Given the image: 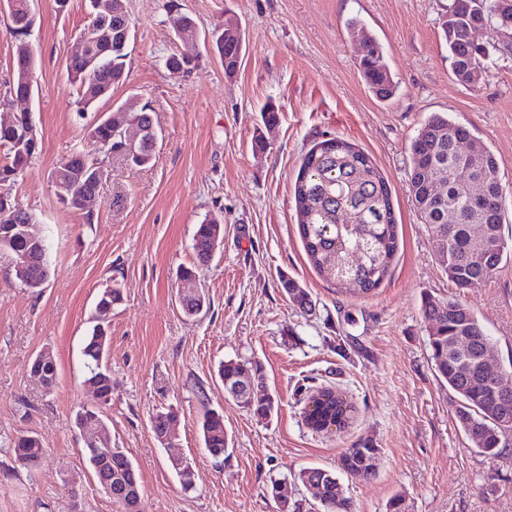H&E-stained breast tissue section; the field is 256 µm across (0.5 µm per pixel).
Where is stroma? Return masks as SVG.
<instances>
[{
	"label": "stroma",
	"mask_w": 512,
	"mask_h": 512,
	"mask_svg": "<svg viewBox=\"0 0 512 512\" xmlns=\"http://www.w3.org/2000/svg\"><path fill=\"white\" fill-rule=\"evenodd\" d=\"M167 0H127L134 40L128 77L96 112H80L65 64L86 22V0L57 12L33 0L36 77L29 104L40 142L15 185L49 243L51 276L40 292L23 288L13 256L0 250V512H123L96 483L75 415L95 408L81 348L99 293L115 286L105 411L116 447L136 467L146 512H278L271 480L301 468H335L348 447L372 441L379 454L368 481L344 479L354 512H512V459L479 454L454 414L453 397L430 361L421 314L424 294L460 295L486 326L493 365H512V260L488 281L457 293L436 259L412 203V139L432 114L471 128L500 160L512 233V54L493 51L475 85L455 79L442 23L452 0H176L199 28L232 21L245 55L229 77L202 55L185 77L165 60L179 47ZM364 29L382 48L396 85L379 99L360 68ZM150 105L160 136L153 166L114 160L93 222L68 209L49 173L83 144L95 113ZM278 119L264 124L265 106ZM262 138L265 150L254 148ZM339 137L363 150L384 176L399 247L373 293L322 280L299 235L294 181L303 155ZM218 219L224 238L200 273L210 304L199 316L179 307L178 267L195 260L196 224ZM297 280L314 307L303 313L283 294ZM50 352L58 380L45 390L30 364ZM257 362L278 399L270 419L253 417L213 373L220 361ZM203 384L206 402L195 395ZM331 388L356 407L348 427L318 433L305 422L300 385ZM179 411L174 447H163L151 417ZM223 413L231 443L223 461L202 447L204 408ZM39 435L35 467L16 462L20 430ZM189 459L194 490L183 491L170 455Z\"/></svg>",
	"instance_id": "stroma-1"
}]
</instances>
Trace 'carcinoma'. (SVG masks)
Masks as SVG:
<instances>
[{
    "instance_id": "1",
    "label": "carcinoma",
    "mask_w": 512,
    "mask_h": 512,
    "mask_svg": "<svg viewBox=\"0 0 512 512\" xmlns=\"http://www.w3.org/2000/svg\"><path fill=\"white\" fill-rule=\"evenodd\" d=\"M15 20L8 21L14 42V57L31 56V31L18 23L34 24L30 0H12ZM112 10L111 44L100 48L102 56L95 64L81 57L66 61L70 81L78 86L80 110L85 112L112 96V90L126 79L129 47L134 38L130 19L121 13L120 0H88V9L95 3ZM497 0H467L462 7L451 4L448 20L443 23V37L448 45L452 74L458 80L472 67L488 65V49L469 40V30L479 20L493 26L502 39L493 49L512 52V27L506 28L493 18ZM183 24L174 37L182 49L170 55L167 70L184 77L198 64L201 50H211L224 63V73L234 74L243 58L244 41L239 29L224 33L217 27L206 33L196 21L182 15ZM366 53L360 68L366 84L381 98L394 94L395 85L383 52L372 39L365 42ZM35 76L14 66L12 80L0 94V105L13 92L34 88ZM143 131L139 155L131 158L135 168L149 166L154 158V121L149 108L138 115ZM26 127L14 130L0 125V194L18 204L13 187L24 175L39 153L40 143L25 140ZM474 137L465 125L441 114L426 119L410 144V192L414 205L432 238H445L438 244L436 256L448 280L465 291L488 280L502 264L512 259V245L502 231L505 187L500 178V162L487 148L481 149L478 165L458 157L455 145ZM86 138L92 149L79 148L58 163L51 176L69 180L75 194L67 207L81 210L79 198L87 189L85 170L109 162L110 157L124 158L117 150L112 154L101 150L97 142L118 141L114 130L99 121L87 129ZM444 184L441 196L434 194L435 184ZM294 199L300 236L307 257L319 276L339 281L347 276L355 281L354 291L369 294L387 278L390 263L398 244V224L389 189L372 159L349 142L332 137L317 143L304 156L294 183ZM456 213L455 223H448V214ZM223 226L213 218L204 219L194 231L196 261L182 266L177 279H193L213 257V244L222 235ZM0 249L29 250L32 256L30 277L26 287L37 292L50 277L46 240L31 244L24 238L0 240ZM359 264L350 266L353 255ZM290 302L304 311L312 300L305 288L293 280L283 281ZM123 301L119 288L108 287L98 297L95 310L112 316V309ZM421 313L426 325L430 360L437 377L447 383L455 399V415L465 435L479 453L501 459L512 458V407L508 420H503L497 404V392L492 380L479 369L482 353L491 348L492 338L474 309L457 296L438 298L427 295L421 301ZM109 321L93 320V326L82 347L85 382L99 385L104 406L112 403V371L106 365L110 336ZM217 375L224 390L254 416L267 419L278 405L276 396L263 385L260 367L253 362L227 360L218 365ZM331 398L326 408L336 419L345 423L352 419L355 407L330 388H321L319 395ZM178 419V410L170 407L152 416L155 437H160L166 423ZM203 447L214 459H224L229 446L221 412L204 408L198 423ZM107 440L94 451L85 448L88 465L98 484L112 487V500L129 509L142 512V488L138 471L129 467L130 459L122 450L112 451ZM379 449L371 441L346 448L338 458V470L349 477L368 481L375 476V460ZM43 453L41 439L30 431H20L13 442L15 460L31 463ZM336 470V471H338ZM336 471L321 467L301 469L290 480H274L267 494L280 512H352V501L336 475ZM317 482L323 494L317 503L303 499L299 487Z\"/></svg>"
}]
</instances>
